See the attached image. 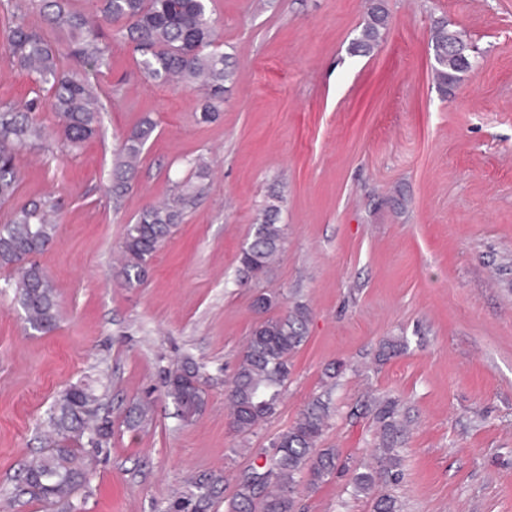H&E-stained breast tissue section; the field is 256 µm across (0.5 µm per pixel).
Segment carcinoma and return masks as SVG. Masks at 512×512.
<instances>
[{
	"instance_id": "obj_1",
	"label": "carcinoma",
	"mask_w": 512,
	"mask_h": 512,
	"mask_svg": "<svg viewBox=\"0 0 512 512\" xmlns=\"http://www.w3.org/2000/svg\"><path fill=\"white\" fill-rule=\"evenodd\" d=\"M209 0H102L100 13L87 14L70 5V0H0L7 14L3 52L11 67L23 72L37 87H48L56 136L62 146L78 149L93 138L101 123L103 104L89 74L108 64L109 47L102 43L100 28L113 26L115 37L133 46L136 64L145 77L157 85L199 89L206 93L201 107L203 119L211 121L224 102L225 84L234 80L235 70L214 49L215 29ZM39 11L49 29L34 27L30 11ZM389 14L383 0H369L367 19L351 42V51L367 55L379 45L388 27ZM66 35L67 53H62L49 33ZM434 77L448 90L473 69L477 51L461 32L442 21L431 34ZM40 108L37 98L23 105L0 101V202L12 200L21 183L18 152L24 148L43 149L50 140L44 125L33 113ZM146 117L124 140L112 162V193L125 194L141 161L144 146L154 131ZM190 184L163 202L148 204L134 223L126 226L122 243L123 261L118 270L122 283L132 288L146 273L149 259L179 223L183 210L193 201ZM281 196L272 195L260 217L252 224L250 239L238 255L237 274L241 283L259 282L273 270L283 247V229L276 224ZM60 203L46 193L11 210L0 223V268L15 276L8 282L13 300L24 313L32 331H52L58 318V294L51 277L36 263L19 268L24 257L44 250L57 232ZM309 310L295 304L280 315L260 321L251 331L235 375L226 389L235 430L249 435L271 418L282 402L291 376V359L308 338ZM407 348L404 339L383 341L382 359ZM202 366L191 359L168 371V394L188 421L204 406L200 386ZM100 398L95 388L84 383L74 386L55 401L48 418L52 445L25 466L21 484L35 499L49 505H68L83 486L86 470L81 457L83 440L109 438L111 422L97 414ZM329 411L326 403L313 400L299 418L270 442L262 466L252 465L238 480L225 512H297L300 484L309 489L326 482L336 472L338 450L320 443ZM379 443L388 465L377 471L367 467L352 477L358 493L369 494L379 484L395 478L397 444L402 427L396 419V402L375 404ZM227 478L222 473L203 474L188 482L189 490L170 502L166 512H211L223 493ZM374 512H403L395 497L374 498Z\"/></svg>"
}]
</instances>
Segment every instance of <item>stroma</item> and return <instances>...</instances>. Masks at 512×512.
<instances>
[{
  "label": "stroma",
  "instance_id": "obj_1",
  "mask_svg": "<svg viewBox=\"0 0 512 512\" xmlns=\"http://www.w3.org/2000/svg\"><path fill=\"white\" fill-rule=\"evenodd\" d=\"M389 25L366 56L349 45L367 0H210L217 44L236 68L216 120L204 94L156 86L111 27L92 78L102 130L77 152L25 151L12 205L44 192L61 204L37 261L60 301L56 329H26L0 270V512H51L18 475L42 451L59 395L94 383L112 437L83 450L87 482L72 512H164L187 478L228 481L316 397L336 473L298 495V512H373L352 473L380 466L375 401L398 402L404 512H512V0H386ZM448 20L479 49L450 93L430 47ZM155 129L121 198L112 160L143 117ZM192 184L196 196L127 288L113 273L128 222ZM285 251L272 275L236 281L237 256L271 194ZM262 293L310 312L276 414L254 434L231 425L225 390ZM404 354L377 355L383 339ZM203 366L206 405L184 421L165 373ZM339 366L335 380L324 371ZM149 419L128 429L136 408Z\"/></svg>",
  "mask_w": 512,
  "mask_h": 512
}]
</instances>
